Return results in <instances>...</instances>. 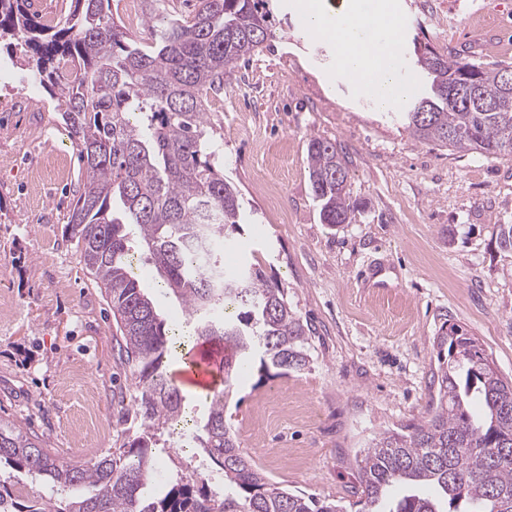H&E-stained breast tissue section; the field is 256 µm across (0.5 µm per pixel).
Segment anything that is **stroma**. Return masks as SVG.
<instances>
[{
    "mask_svg": "<svg viewBox=\"0 0 512 512\" xmlns=\"http://www.w3.org/2000/svg\"><path fill=\"white\" fill-rule=\"evenodd\" d=\"M405 18L401 74L425 89L415 43L512 65L508 0H395ZM271 35L207 109L215 165L238 187L245 222L224 264L250 262L288 292L312 330L309 369L245 370L224 407L241 448L289 491L349 505L357 459L384 429L426 417L436 392L433 338L461 325L512 379V155L424 143L340 71L291 0H271ZM348 158L350 223L322 224L309 137ZM83 164L57 100L0 49V419L88 462L137 429L134 384L116 324L65 227ZM132 260L176 336L194 322L161 287L143 247ZM157 451L153 485L204 465Z\"/></svg>",
    "mask_w": 512,
    "mask_h": 512,
    "instance_id": "1",
    "label": "stroma"
}]
</instances>
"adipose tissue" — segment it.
I'll return each instance as SVG.
<instances>
[{
  "instance_id": "obj_1",
  "label": "adipose tissue",
  "mask_w": 512,
  "mask_h": 512,
  "mask_svg": "<svg viewBox=\"0 0 512 512\" xmlns=\"http://www.w3.org/2000/svg\"><path fill=\"white\" fill-rule=\"evenodd\" d=\"M295 9L307 30L332 43H343L337 67L360 77V92L381 108L400 107L411 95L399 84L396 63L399 46L389 35L402 26V18L388 6L365 10L360 0H341L329 12L320 0H296Z\"/></svg>"
}]
</instances>
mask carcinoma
Returning a JSON list of instances; mask_svg holds the SVG:
<instances>
[{
    "mask_svg": "<svg viewBox=\"0 0 512 512\" xmlns=\"http://www.w3.org/2000/svg\"><path fill=\"white\" fill-rule=\"evenodd\" d=\"M148 38L112 17L111 0H71L59 21L41 22L32 0H0V42L64 106L63 120L84 170L67 226L80 258L112 312L119 359L136 380L138 431L90 463L64 461L45 436L0 421V464L52 489L33 499L0 477V512H343V507L269 479L238 445L224 419L226 399L245 366L259 372L310 366L309 328L288 294L262 269L224 266L221 245L240 229L239 191L214 164L208 97L224 89L238 62L269 37L267 0H199L192 18L159 22L164 0H143ZM430 90L408 103L410 133L458 152L512 155V93L501 79L512 65L443 56L414 46ZM475 80L492 107L448 100ZM309 179L322 223L348 224L355 206L336 144L307 146ZM148 251L168 293L195 320V340L220 344L223 390L210 396L200 443L206 472L149 490L156 446L190 423V407L170 372V328L145 292L129 255ZM496 241L512 252V224ZM437 393L428 416L387 428L357 460L361 512H512V381L479 341L454 325L435 337ZM224 481V494L211 489Z\"/></svg>",
    "mask_w": 512,
    "mask_h": 512,
    "instance_id": "obj_1",
    "label": "carcinoma"
}]
</instances>
